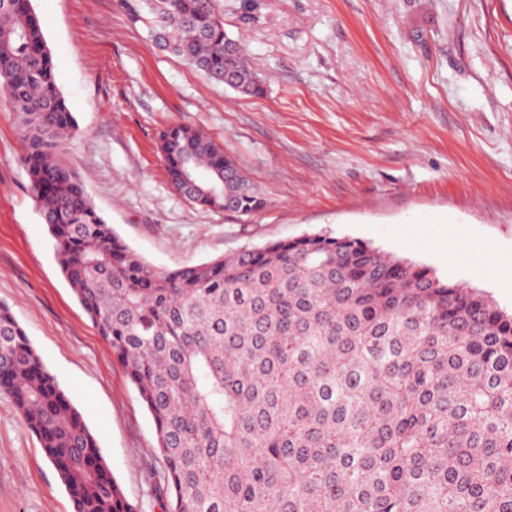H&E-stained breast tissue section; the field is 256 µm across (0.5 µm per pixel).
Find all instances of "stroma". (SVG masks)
<instances>
[{
	"label": "stroma",
	"instance_id": "1",
	"mask_svg": "<svg viewBox=\"0 0 512 512\" xmlns=\"http://www.w3.org/2000/svg\"><path fill=\"white\" fill-rule=\"evenodd\" d=\"M76 119L67 157L100 215L161 269L306 234L358 239L486 293L512 261V0H215L258 67L242 97L158 49L146 0H31ZM199 128L257 187L248 215L170 186L162 129ZM0 91V305L82 414L128 499L165 512L137 390L63 276ZM0 512H73L0 393Z\"/></svg>",
	"mask_w": 512,
	"mask_h": 512
}]
</instances>
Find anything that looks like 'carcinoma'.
I'll list each match as a JSON object with an SVG mask.
<instances>
[{
    "instance_id": "cac0c4a2",
    "label": "carcinoma",
    "mask_w": 512,
    "mask_h": 512,
    "mask_svg": "<svg viewBox=\"0 0 512 512\" xmlns=\"http://www.w3.org/2000/svg\"><path fill=\"white\" fill-rule=\"evenodd\" d=\"M155 40L239 94L263 84L214 0H150ZM0 90L61 271L156 428L167 512H512V313L360 240L306 234L158 269L64 158L75 118L31 0H0ZM190 202L264 206L200 130L159 134ZM223 180L184 193L179 169ZM0 391L73 512H137L82 414L0 305Z\"/></svg>"
}]
</instances>
